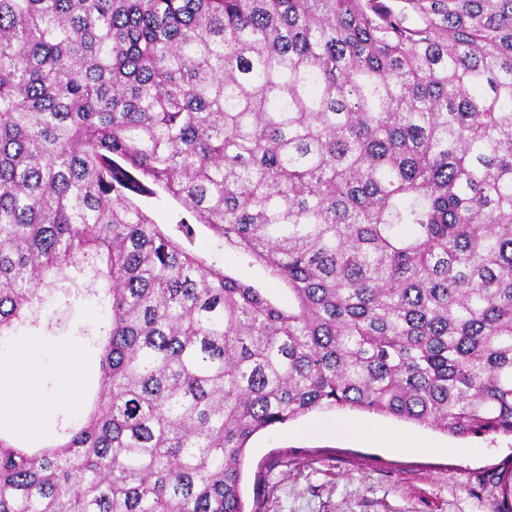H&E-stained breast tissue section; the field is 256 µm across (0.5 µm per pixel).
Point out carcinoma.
<instances>
[{
  "label": "carcinoma",
  "mask_w": 512,
  "mask_h": 512,
  "mask_svg": "<svg viewBox=\"0 0 512 512\" xmlns=\"http://www.w3.org/2000/svg\"><path fill=\"white\" fill-rule=\"evenodd\" d=\"M101 277L92 402L0 431V512H262L249 440L325 407L512 436V0H0V340ZM136 202L157 224L163 225L167 232L180 236L177 224L180 215L185 216V211L179 201L167 193L158 190L154 197H136ZM183 243L193 253L215 261L224 271L248 281L256 288L265 289L277 300L283 301L287 298V287L284 283L272 277L269 271L259 264L249 266L237 250L224 247V240L218 238L203 224L195 225L192 242L183 239Z\"/></svg>",
  "instance_id": "cac0c4a2"
}]
</instances>
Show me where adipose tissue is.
I'll list each match as a JSON object with an SVG mask.
<instances>
[{"mask_svg": "<svg viewBox=\"0 0 512 512\" xmlns=\"http://www.w3.org/2000/svg\"><path fill=\"white\" fill-rule=\"evenodd\" d=\"M17 358L14 366L0 368V416H16L23 427L38 429L46 423L51 411L49 400L31 383L32 362L40 354L39 346L28 339L12 344ZM60 386L73 403H80L85 375L93 368L92 359L78 347H65L59 352Z\"/></svg>", "mask_w": 512, "mask_h": 512, "instance_id": "obj_1", "label": "adipose tissue"}]
</instances>
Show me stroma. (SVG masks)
Here are the masks:
<instances>
[{"label": "stroma", "instance_id": "obj_1", "mask_svg": "<svg viewBox=\"0 0 512 512\" xmlns=\"http://www.w3.org/2000/svg\"><path fill=\"white\" fill-rule=\"evenodd\" d=\"M188 248L215 261L277 300L286 286L258 264H247L210 228L196 225ZM46 307L52 329H24L42 346L41 391L67 415L57 361L60 348L88 346L102 319L97 299L55 292ZM328 421L332 430H318ZM512 475V436H451L393 417L349 408L314 410L255 434L244 459V492L254 481L265 512H512L502 486Z\"/></svg>", "mask_w": 512, "mask_h": 512}]
</instances>
